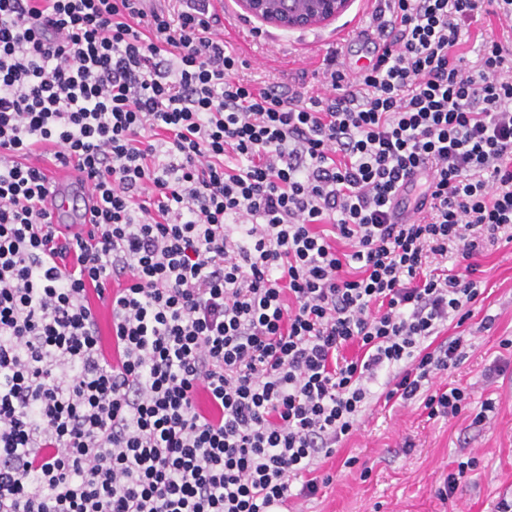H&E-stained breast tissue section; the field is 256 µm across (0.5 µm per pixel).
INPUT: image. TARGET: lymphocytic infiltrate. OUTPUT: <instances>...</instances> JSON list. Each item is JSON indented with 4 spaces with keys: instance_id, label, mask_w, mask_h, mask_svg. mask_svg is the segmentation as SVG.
Segmentation results:
<instances>
[{
    "instance_id": "1",
    "label": "lymphocytic infiltrate",
    "mask_w": 512,
    "mask_h": 512,
    "mask_svg": "<svg viewBox=\"0 0 512 512\" xmlns=\"http://www.w3.org/2000/svg\"><path fill=\"white\" fill-rule=\"evenodd\" d=\"M375 2L376 61L328 56L307 97L241 80L210 0H0V512H288L379 373L469 405L432 386L464 337L427 341L512 225V44L463 50L512 0ZM42 146L98 198L86 235L43 208ZM490 19V20H489ZM482 33V36H481ZM478 34V36H476ZM470 39L468 43L464 46L465 50H470L466 55L469 64H476L478 62V48L482 43V39L484 41L490 40H498L503 41L502 30L498 27L497 22L493 17L488 18L487 16H482L481 20L474 24L471 27V31L469 33Z\"/></svg>"
}]
</instances>
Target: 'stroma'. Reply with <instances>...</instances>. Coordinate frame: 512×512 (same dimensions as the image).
<instances>
[{"label": "stroma", "mask_w": 512, "mask_h": 512, "mask_svg": "<svg viewBox=\"0 0 512 512\" xmlns=\"http://www.w3.org/2000/svg\"><path fill=\"white\" fill-rule=\"evenodd\" d=\"M217 12L224 38L245 61L244 81L264 87L287 85L301 93L320 90L318 70L327 53L338 64L359 70L373 59L364 32L372 26L366 0H352L335 20L302 31L263 25L240 10L236 0H221ZM475 277L483 293L462 327L447 323L439 340L471 336L472 346L454 369L438 375L434 388L457 382L471 387L473 406L451 420L428 418L420 401L385 403L382 392L389 374L373 386L375 397L363 412L356 431L340 442L322 463L319 476H330L317 495L297 501L301 512H496L500 499L512 500V353L502 339H512V241L499 237L485 244L475 259ZM491 330H480L485 316ZM505 367L496 382L484 380L493 363ZM495 399L497 409L475 423V407ZM354 466H347L348 458ZM477 458L452 497L441 498L449 473L458 463Z\"/></svg>", "instance_id": "1"}]
</instances>
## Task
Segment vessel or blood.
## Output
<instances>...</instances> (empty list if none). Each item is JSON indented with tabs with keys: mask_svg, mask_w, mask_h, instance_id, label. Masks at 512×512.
Listing matches in <instances>:
<instances>
[{
	"mask_svg": "<svg viewBox=\"0 0 512 512\" xmlns=\"http://www.w3.org/2000/svg\"><path fill=\"white\" fill-rule=\"evenodd\" d=\"M49 193L45 209L52 222H67L72 232L86 230L94 220L96 197L88 185L65 167H52L48 172Z\"/></svg>",
	"mask_w": 512,
	"mask_h": 512,
	"instance_id": "b4317fda",
	"label": "vessel or blood"
}]
</instances>
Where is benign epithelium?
<instances>
[{
  "mask_svg": "<svg viewBox=\"0 0 512 512\" xmlns=\"http://www.w3.org/2000/svg\"><path fill=\"white\" fill-rule=\"evenodd\" d=\"M244 13L282 30L307 29L345 13L350 0H237Z\"/></svg>",
  "mask_w": 512,
  "mask_h": 512,
  "instance_id": "7a95c632",
  "label": "benign epithelium"
}]
</instances>
